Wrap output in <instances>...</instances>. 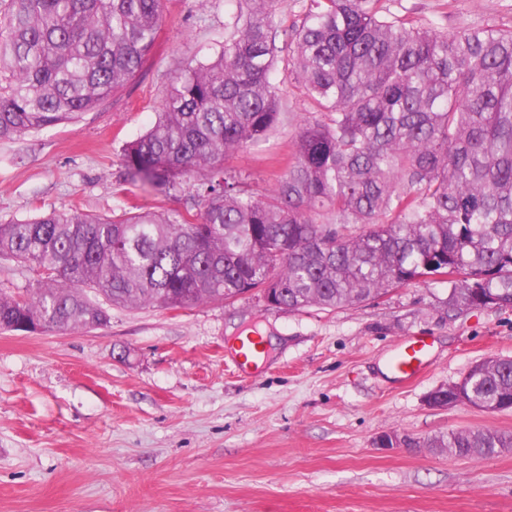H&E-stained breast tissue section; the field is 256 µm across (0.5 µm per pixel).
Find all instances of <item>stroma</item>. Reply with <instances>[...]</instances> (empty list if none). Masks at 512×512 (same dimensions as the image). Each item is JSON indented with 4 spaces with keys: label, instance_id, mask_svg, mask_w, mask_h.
Returning a JSON list of instances; mask_svg holds the SVG:
<instances>
[{
    "label": "stroma",
    "instance_id": "obj_1",
    "mask_svg": "<svg viewBox=\"0 0 512 512\" xmlns=\"http://www.w3.org/2000/svg\"><path fill=\"white\" fill-rule=\"evenodd\" d=\"M309 0H278L282 121L228 160L258 193L287 171L313 116L285 46ZM455 33L512 28V0H381ZM140 73L78 121L0 141V222L50 210H184L194 189L128 181L122 147L159 110L170 75L224 43V0H163ZM108 326L0 331V512H512V449L462 459L423 448L451 431L512 432V410L430 407L484 359L512 358V307L458 308L447 281L338 309L288 311L252 295L189 310L116 307ZM242 336H267L242 375ZM431 343L410 385L383 373L397 344ZM393 431L413 446L377 447Z\"/></svg>",
    "mask_w": 512,
    "mask_h": 512
}]
</instances>
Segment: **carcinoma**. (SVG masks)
Returning a JSON list of instances; mask_svg holds the SVG:
<instances>
[{"instance_id":"carcinoma-1","label":"carcinoma","mask_w":512,"mask_h":512,"mask_svg":"<svg viewBox=\"0 0 512 512\" xmlns=\"http://www.w3.org/2000/svg\"><path fill=\"white\" fill-rule=\"evenodd\" d=\"M378 0H310L291 28L292 73L320 118L288 171L257 195L224 159L280 123L275 0H227L224 46L166 87L126 143L128 179L193 182L201 209L112 217L77 209L0 224V259L37 288L0 289V330L94 329L114 306L190 309L279 289L288 310L339 308L446 275L512 307V29L447 34ZM161 0H0V140L80 118L141 70ZM448 396L512 406V359L472 366ZM428 448L479 458L512 434L452 431Z\"/></svg>"}]
</instances>
